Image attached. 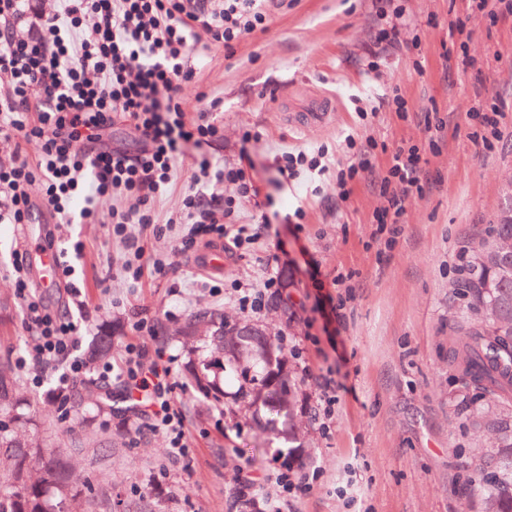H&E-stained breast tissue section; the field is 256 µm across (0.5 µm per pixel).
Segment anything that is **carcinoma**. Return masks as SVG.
Here are the masks:
<instances>
[{
	"label": "carcinoma",
	"instance_id": "obj_1",
	"mask_svg": "<svg viewBox=\"0 0 512 512\" xmlns=\"http://www.w3.org/2000/svg\"><path fill=\"white\" fill-rule=\"evenodd\" d=\"M457 288L467 297L470 315L453 324L448 334V364L464 379L503 402L512 400V195L496 214L489 234L473 250ZM181 335L189 344L202 343L240 369L252 388L239 396L261 415L268 443L303 448L291 380L275 340L243 322L230 330L209 315L189 321ZM112 336H103L88 352L89 363L107 356ZM187 382L204 397L222 393L210 380L208 365L191 363ZM16 378L0 364V457L13 461L0 483V512H72L78 495L66 462L38 448L22 428L30 417L15 415ZM472 426L488 432L497 452L483 459L480 476L470 490L480 494L483 512H512V423L478 411Z\"/></svg>",
	"mask_w": 512,
	"mask_h": 512
}]
</instances>
